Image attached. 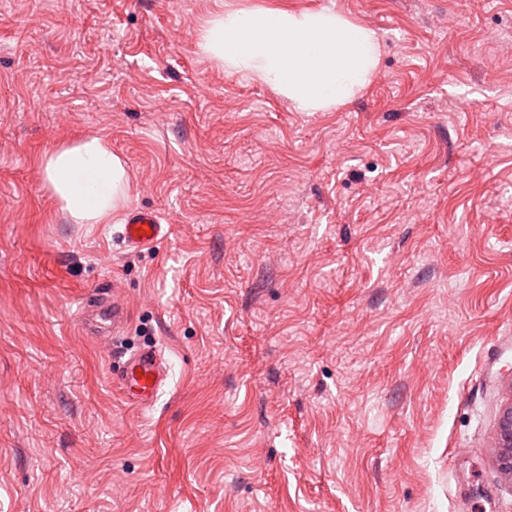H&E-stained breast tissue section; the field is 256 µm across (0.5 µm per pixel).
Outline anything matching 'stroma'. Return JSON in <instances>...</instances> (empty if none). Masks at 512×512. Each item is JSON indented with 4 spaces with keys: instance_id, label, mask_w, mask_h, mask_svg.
Masks as SVG:
<instances>
[{
    "instance_id": "obj_1",
    "label": "stroma",
    "mask_w": 512,
    "mask_h": 512,
    "mask_svg": "<svg viewBox=\"0 0 512 512\" xmlns=\"http://www.w3.org/2000/svg\"><path fill=\"white\" fill-rule=\"evenodd\" d=\"M323 8L381 40L331 111L194 48ZM94 134L153 245L47 193ZM114 283L106 347L77 316ZM152 344L135 409L115 355ZM511 397L512 0H0V512H512ZM140 230H143V234H139ZM147 231H152V234L147 235ZM165 235V224H160L156 213L141 207H135L128 212L125 224H122L119 232L124 247L131 250L143 249ZM119 354L125 360L120 374L113 377V384L131 404L149 407L167 381L168 365L163 351L155 345H148L128 354L127 351ZM500 467L512 474V402L504 409L497 431Z\"/></svg>"
}]
</instances>
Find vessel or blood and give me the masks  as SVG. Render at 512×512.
<instances>
[{"label": "vessel or blood", "mask_w": 512, "mask_h": 512, "mask_svg": "<svg viewBox=\"0 0 512 512\" xmlns=\"http://www.w3.org/2000/svg\"><path fill=\"white\" fill-rule=\"evenodd\" d=\"M166 235V228L152 210L131 209L121 227L119 237L124 247L140 250ZM128 321V308L118 293L107 288L98 289L84 298L79 329L84 336L96 339L119 334ZM168 377L164 353L148 345L129 352L120 374L113 379L123 398L131 404L149 407L163 390Z\"/></svg>", "instance_id": "obj_1"}]
</instances>
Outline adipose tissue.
<instances>
[{
    "mask_svg": "<svg viewBox=\"0 0 512 512\" xmlns=\"http://www.w3.org/2000/svg\"><path fill=\"white\" fill-rule=\"evenodd\" d=\"M196 49L268 84L298 112L348 102L369 83L380 55L374 30L328 8L228 11L203 26ZM39 166L45 188L73 223H108L129 200L126 165L107 137L60 144Z\"/></svg>",
    "mask_w": 512,
    "mask_h": 512,
    "instance_id": "ef3b65f1",
    "label": "adipose tissue"
}]
</instances>
